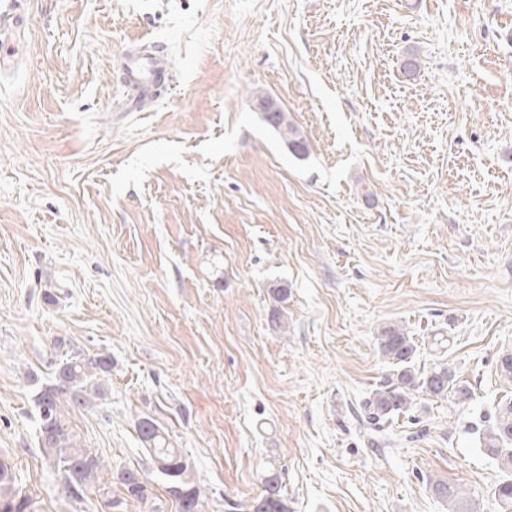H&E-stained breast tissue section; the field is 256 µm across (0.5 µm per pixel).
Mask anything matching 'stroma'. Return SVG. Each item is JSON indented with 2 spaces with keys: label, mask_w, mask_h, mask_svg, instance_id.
Listing matches in <instances>:
<instances>
[{
  "label": "stroma",
  "mask_w": 512,
  "mask_h": 512,
  "mask_svg": "<svg viewBox=\"0 0 512 512\" xmlns=\"http://www.w3.org/2000/svg\"><path fill=\"white\" fill-rule=\"evenodd\" d=\"M0 70V461L41 512H176L137 433L193 469L202 512L250 506L275 466L291 512H501L468 426L512 350V0H18ZM145 38L171 87L142 111L117 61ZM417 56L409 74L404 63ZM267 95L306 138L264 125ZM288 285L282 333L268 288ZM396 324L473 399L420 394L374 426ZM443 345H434V338ZM103 393L70 412L109 496L77 502L35 437L72 352ZM140 471L148 500L120 470ZM13 8L0 13V68L9 65L23 53L26 23L20 15L11 13ZM435 493L448 501L450 512H473L472 498L456 485L442 480H432Z\"/></svg>",
  "instance_id": "35a3bbf8"
}]
</instances>
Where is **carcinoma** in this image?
Segmentation results:
<instances>
[{
  "label": "carcinoma",
  "instance_id": "1",
  "mask_svg": "<svg viewBox=\"0 0 512 512\" xmlns=\"http://www.w3.org/2000/svg\"><path fill=\"white\" fill-rule=\"evenodd\" d=\"M284 139L292 154L303 157L309 145L296 126L288 121L284 112H274L262 118ZM275 302L268 313V327L274 332L285 328L284 316L278 304L288 299V286L282 283L268 288ZM382 358L391 365L392 373L384 378L362 404V414L369 423L378 425L395 415L413 410L419 393H427L453 404L472 398L466 381L448 368L437 364L429 370L415 367L413 359L417 346L403 328L396 325L382 327L376 336ZM110 361L102 356L87 358L80 353L55 364L52 383L36 395L39 447L62 477L64 488L77 501L85 500V493L94 490L107 494L100 485L102 462L85 448L70 426L64 405L74 409L85 408L101 394L99 375L108 371ZM496 373L503 385L512 389V351L504 350L497 358ZM139 437L151 456L157 471L168 482L167 492L177 505V512H200L199 494L185 458L174 448L168 435L150 418L137 425ZM480 448L497 460L504 476L494 489L502 512H512V394L502 395L494 403L487 424L476 429ZM117 479L126 491L139 499L146 498V486L141 473L124 469ZM263 488L251 504L252 512H288V503L282 492L280 472L272 467L261 474ZM435 493L448 501L450 512H473L472 498L456 485L442 480L433 481ZM0 512H34L33 498L23 491L16 471L0 462Z\"/></svg>",
  "mask_w": 512,
  "mask_h": 512
}]
</instances>
